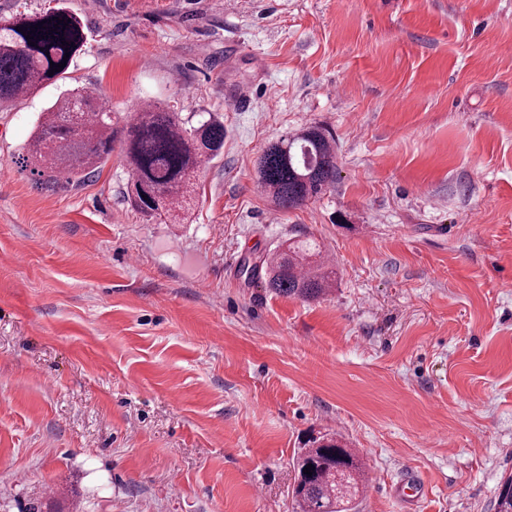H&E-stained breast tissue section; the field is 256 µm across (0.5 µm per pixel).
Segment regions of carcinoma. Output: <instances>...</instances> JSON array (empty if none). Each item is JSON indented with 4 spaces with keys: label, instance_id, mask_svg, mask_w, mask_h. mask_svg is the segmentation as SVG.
I'll return each mask as SVG.
<instances>
[{
    "label": "carcinoma",
    "instance_id": "obj_1",
    "mask_svg": "<svg viewBox=\"0 0 512 512\" xmlns=\"http://www.w3.org/2000/svg\"><path fill=\"white\" fill-rule=\"evenodd\" d=\"M58 19L62 23H56ZM33 28L32 46L23 32ZM86 41L84 24L65 8L0 18V102L66 79L72 57ZM52 62H63L65 68L51 75ZM333 142L329 131L310 127L270 144L259 156V183L280 209L296 208L335 183ZM223 145L220 122L210 119L195 126L181 113L164 111L152 102L120 127L112 122V111L100 92L83 86L42 113L22 163L45 184L61 178L69 184L100 169L118 147L128 168V204L150 220H175L179 212L190 209L191 178ZM261 267L265 287L284 296L316 299L336 283V268L323 260L319 246L310 240L294 241L259 265L243 266V271L253 276ZM308 443L293 458L296 512H350L366 489L362 458L335 435L311 437ZM308 465L310 476L304 474ZM496 512H512V475L501 482Z\"/></svg>",
    "mask_w": 512,
    "mask_h": 512
}]
</instances>
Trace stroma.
I'll use <instances>...</instances> for the list:
<instances>
[{"instance_id": "stroma-1", "label": "stroma", "mask_w": 512, "mask_h": 512, "mask_svg": "<svg viewBox=\"0 0 512 512\" xmlns=\"http://www.w3.org/2000/svg\"><path fill=\"white\" fill-rule=\"evenodd\" d=\"M89 27L65 81L0 103V512H295L338 432L353 512H495L512 473V0H0ZM262 59L255 68L254 59ZM214 115L188 221L124 199L120 152L36 183L65 90ZM243 99L228 105V96ZM318 125L335 183L276 209L256 161ZM314 238L320 299L243 271ZM329 434L310 437L293 458L296 512H348L366 489V466L352 449ZM312 464V476L304 468Z\"/></svg>"}]
</instances>
